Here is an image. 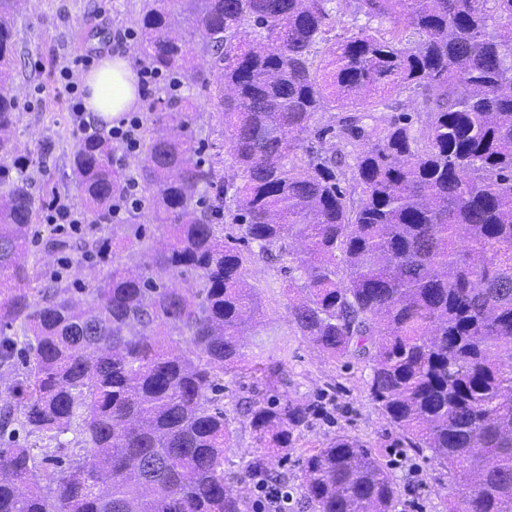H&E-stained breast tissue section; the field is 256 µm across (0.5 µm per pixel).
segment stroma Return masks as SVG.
Returning a JSON list of instances; mask_svg holds the SVG:
<instances>
[{
  "instance_id": "obj_1",
  "label": "stroma",
  "mask_w": 512,
  "mask_h": 512,
  "mask_svg": "<svg viewBox=\"0 0 512 512\" xmlns=\"http://www.w3.org/2000/svg\"><path fill=\"white\" fill-rule=\"evenodd\" d=\"M144 0H31L27 12L15 20L17 57L15 94L20 120L13 136L14 149L6 162L33 183L35 196L56 187L59 194L79 203L72 180L70 158L79 140L73 134V115L65 97L56 90L59 65L73 56L106 52L127 55L142 62L138 40L118 41L120 33L138 30ZM33 259L47 274L63 271L68 280L87 282L101 275L102 261L75 252L60 254L44 247L53 225L38 218L34 225ZM287 279L279 266L257 259L247 267V281L262 300V320L269 333L244 339L246 357L276 360L273 336L288 340V398L305 404L308 419L302 429L305 442H320L344 432L383 453L398 497L393 512H448L455 495V478L430 456L429 451L401 444L400 434L384 417L368 392L367 362L350 356L330 359L307 337L301 336L288 316L283 293ZM265 387L249 375H225L220 401L236 431L224 454V476L235 480L247 461L270 459L274 470L287 473L288 512H313L302 494L301 453L287 459L271 456L251 435L244 415L247 402L261 400Z\"/></svg>"
}]
</instances>
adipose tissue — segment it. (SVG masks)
Returning a JSON list of instances; mask_svg holds the SVG:
<instances>
[{
  "instance_id": "ef3b65f1",
  "label": "adipose tissue",
  "mask_w": 512,
  "mask_h": 512,
  "mask_svg": "<svg viewBox=\"0 0 512 512\" xmlns=\"http://www.w3.org/2000/svg\"><path fill=\"white\" fill-rule=\"evenodd\" d=\"M83 107L94 116L111 121L135 109L140 97L138 78L128 60L106 54L83 78Z\"/></svg>"
}]
</instances>
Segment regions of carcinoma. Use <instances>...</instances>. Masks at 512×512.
<instances>
[{
    "instance_id": "cac0c4a2",
    "label": "carcinoma",
    "mask_w": 512,
    "mask_h": 512,
    "mask_svg": "<svg viewBox=\"0 0 512 512\" xmlns=\"http://www.w3.org/2000/svg\"><path fill=\"white\" fill-rule=\"evenodd\" d=\"M333 0H145L152 69L216 99L224 158H205L201 112L174 95L150 111L139 169L162 249L135 273L112 258L93 285L29 262L40 201L0 164V512H250L224 481L233 431L212 394L260 374L272 396L247 408L255 440L283 458L308 408L280 394L283 364L245 359L261 300L252 258L300 276L284 285L297 331L334 359L370 367L369 392L411 448L452 470L448 512H512V0H354L366 23L331 36ZM0 0V153L18 122L14 16ZM389 23L386 29L373 21ZM421 97L422 133L377 108ZM346 116L317 129L316 116ZM314 133L364 149L350 166L303 145ZM120 145L81 142L70 160L87 212L113 251L144 225L111 223L128 178ZM196 275L191 295L162 275ZM43 281L40 288L32 284ZM180 339L173 341L169 336ZM18 424L83 454L37 458ZM314 512H391L397 488L371 449L338 433L304 451ZM262 475L255 465L240 482Z\"/></svg>"
}]
</instances>
